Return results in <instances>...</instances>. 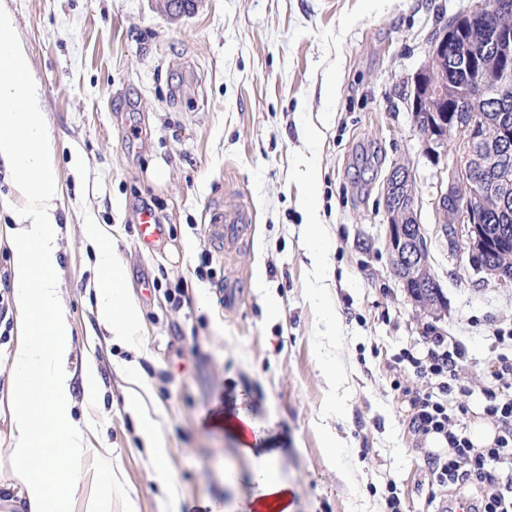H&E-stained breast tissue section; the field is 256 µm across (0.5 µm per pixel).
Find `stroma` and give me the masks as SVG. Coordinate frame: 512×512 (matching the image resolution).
<instances>
[{"label": "stroma", "mask_w": 512, "mask_h": 512, "mask_svg": "<svg viewBox=\"0 0 512 512\" xmlns=\"http://www.w3.org/2000/svg\"><path fill=\"white\" fill-rule=\"evenodd\" d=\"M8 4L58 156L70 368L93 357L103 383L92 403L74 385L73 415L87 423L90 447L112 451V512H246L257 461L211 423L240 412L287 474L293 512H388L392 495L404 512H436L446 490L427 472L431 445L409 428L400 391L427 381L403 355H421L431 327L461 340L466 357L452 378L454 400L468 409L461 425L493 430L483 408L501 351L494 333L512 327V280L475 270L464 243L438 229L434 198L460 154L452 146L430 161L406 103L436 33L472 0H201L176 21L154 0ZM133 128L141 137L131 146ZM402 161L444 295L434 316L407 298L385 250L383 187ZM145 205L165 227L154 249L137 235ZM228 205L253 214L234 252L207 232ZM312 221L325 227L320 280L308 257ZM87 224L105 226L141 308L134 340L114 342L97 324ZM12 260L0 243L1 457L10 443ZM201 265L207 277L196 275ZM270 292L282 301L274 318ZM329 306L340 315L332 342L323 336ZM330 366L346 377L336 390ZM131 368L167 442L161 472L126 408ZM331 433L346 443L337 459Z\"/></svg>", "instance_id": "1"}]
</instances>
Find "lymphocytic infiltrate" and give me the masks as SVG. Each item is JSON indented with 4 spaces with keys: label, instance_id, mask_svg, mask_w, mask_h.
Listing matches in <instances>:
<instances>
[{
    "label": "lymphocytic infiltrate",
    "instance_id": "1",
    "mask_svg": "<svg viewBox=\"0 0 512 512\" xmlns=\"http://www.w3.org/2000/svg\"><path fill=\"white\" fill-rule=\"evenodd\" d=\"M463 356L451 353L443 336L434 335L423 357L414 358L418 374L434 379L432 389L418 392L403 388L412 414L410 425L421 439L443 436L446 455L428 454L425 464L434 480L443 486L473 489L471 512H512V357L500 355L493 372L496 388L487 390L484 413L498 423V434L491 445L476 446L456 425L466 414L464 405L450 403L453 392L450 379ZM506 470L505 482L490 476L491 469Z\"/></svg>",
    "mask_w": 512,
    "mask_h": 512
}]
</instances>
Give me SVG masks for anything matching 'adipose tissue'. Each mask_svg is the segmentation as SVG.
<instances>
[{"label":"adipose tissue","instance_id":"adipose-tissue-1","mask_svg":"<svg viewBox=\"0 0 512 512\" xmlns=\"http://www.w3.org/2000/svg\"><path fill=\"white\" fill-rule=\"evenodd\" d=\"M0 72L9 76L0 81V159L13 168L15 190L24 201L8 237L17 330L9 372L14 395L10 484L18 488L25 512H112V457L108 449H89L72 411L74 382H81L92 400L101 379L91 358L83 361L80 375L69 369L75 345L59 277L57 154L29 54L5 0H0ZM83 234L96 246L102 275L96 286L99 322L113 340L138 335L142 314L127 292L122 264L104 243L103 226L84 225ZM90 454L96 458V489L85 496L79 464ZM255 480L259 503L275 504V512H292L288 479L274 455L262 457ZM78 502L83 505L79 511L74 508Z\"/></svg>","mask_w":512,"mask_h":512}]
</instances>
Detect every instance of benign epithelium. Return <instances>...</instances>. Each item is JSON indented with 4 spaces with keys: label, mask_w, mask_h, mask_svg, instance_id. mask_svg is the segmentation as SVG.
I'll list each match as a JSON object with an SVG mask.
<instances>
[{
    "label": "benign epithelium",
    "mask_w": 512,
    "mask_h": 512,
    "mask_svg": "<svg viewBox=\"0 0 512 512\" xmlns=\"http://www.w3.org/2000/svg\"><path fill=\"white\" fill-rule=\"evenodd\" d=\"M198 0H157L158 10L176 21L192 13ZM483 3L477 0L467 12L456 18L433 40L428 57L412 80L408 100L415 129L424 155L436 162L446 155L448 141L455 137L462 147L463 161L452 171L445 187L439 188L435 205L442 216H453L451 224L441 225L445 236L462 239L469 250L470 264L478 271L501 280L508 275L493 257L512 250L509 226L495 228L486 224L484 196L495 191L506 201L512 196V167L501 159L489 183L471 182L475 170L488 162L475 152V144L485 137L487 117L480 101L491 85L507 87L512 84V70H499L492 81L484 79L469 86H454L448 81V62H471L470 45L460 31L479 19ZM490 45L499 56L512 60V32L492 36ZM468 98V112L448 111V93ZM416 189L410 169L397 163L392 168L384 188V212L387 222L386 249L399 281L415 307L426 314H435L441 305L433 301L440 294L429 260L423 225L415 212Z\"/></svg>",
    "instance_id": "obj_1"
}]
</instances>
